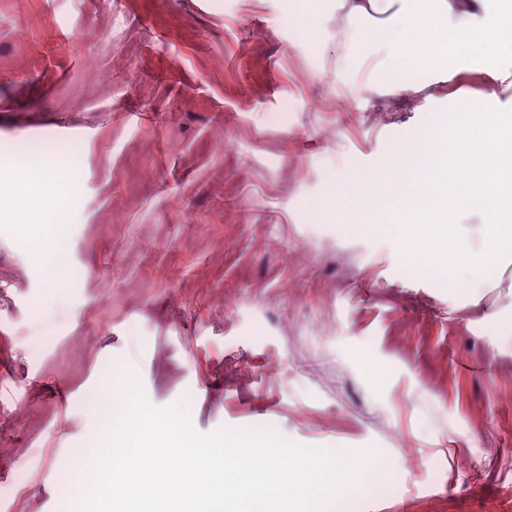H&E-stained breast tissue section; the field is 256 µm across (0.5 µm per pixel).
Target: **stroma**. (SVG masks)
<instances>
[{"label": "stroma", "mask_w": 512, "mask_h": 512, "mask_svg": "<svg viewBox=\"0 0 512 512\" xmlns=\"http://www.w3.org/2000/svg\"><path fill=\"white\" fill-rule=\"evenodd\" d=\"M330 0L311 42L288 0H0V163L55 164L76 201L0 198V512H71L94 466L112 371L149 402L186 401L194 430H269L374 449L388 493L352 512H512V266L478 303L407 276L397 244L313 210L353 170L454 107L512 108L470 73L403 93L345 59ZM347 98L349 112L337 103ZM61 250L49 280L38 248Z\"/></svg>", "instance_id": "35a3bbf8"}]
</instances>
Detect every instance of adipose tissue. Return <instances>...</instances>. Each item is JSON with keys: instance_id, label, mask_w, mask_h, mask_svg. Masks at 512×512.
Listing matches in <instances>:
<instances>
[{"instance_id": "adipose-tissue-1", "label": "adipose tissue", "mask_w": 512, "mask_h": 512, "mask_svg": "<svg viewBox=\"0 0 512 512\" xmlns=\"http://www.w3.org/2000/svg\"><path fill=\"white\" fill-rule=\"evenodd\" d=\"M488 0H348L342 35L354 43L360 35L385 51L375 66L374 81L405 91L419 80L453 81L464 63H476L489 80L512 91V67L499 65L501 55L512 54V33L487 34L470 26L471 17L486 10ZM377 7L389 13L386 21L363 30L362 19ZM32 183L57 203L48 223L60 221L59 212L72 204L69 185L51 173L40 157L20 154L0 172V194L19 183Z\"/></svg>"}]
</instances>
